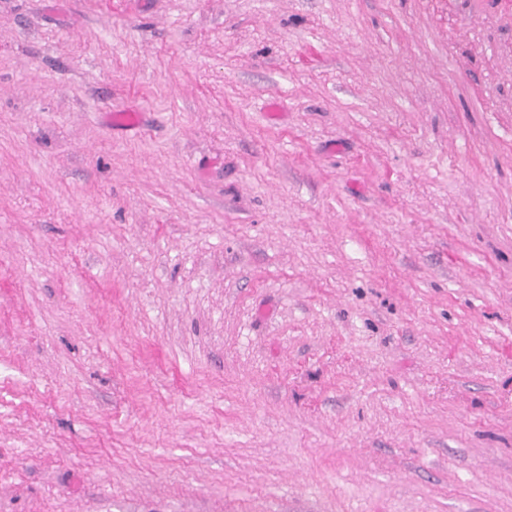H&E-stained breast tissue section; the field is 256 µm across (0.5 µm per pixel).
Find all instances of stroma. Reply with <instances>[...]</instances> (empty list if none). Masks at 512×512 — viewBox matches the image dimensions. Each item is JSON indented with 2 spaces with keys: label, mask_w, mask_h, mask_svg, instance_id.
I'll return each instance as SVG.
<instances>
[{
  "label": "stroma",
  "mask_w": 512,
  "mask_h": 512,
  "mask_svg": "<svg viewBox=\"0 0 512 512\" xmlns=\"http://www.w3.org/2000/svg\"><path fill=\"white\" fill-rule=\"evenodd\" d=\"M0 512H512V0H0Z\"/></svg>",
  "instance_id": "1"
}]
</instances>
